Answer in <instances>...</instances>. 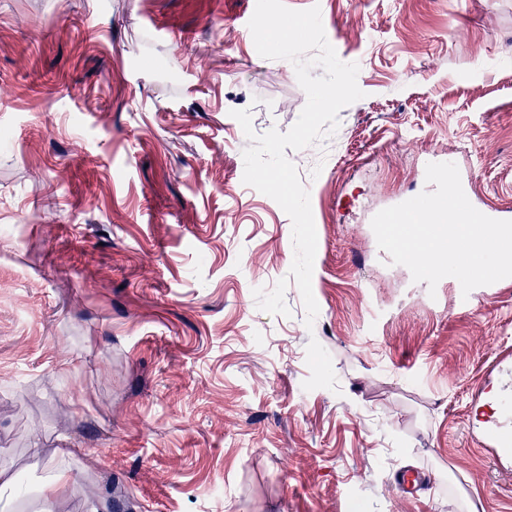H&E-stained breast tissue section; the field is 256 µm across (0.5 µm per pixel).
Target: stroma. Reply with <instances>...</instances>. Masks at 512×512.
Segmentation results:
<instances>
[{"instance_id":"35a3bbf8","label":"stroma","mask_w":512,"mask_h":512,"mask_svg":"<svg viewBox=\"0 0 512 512\" xmlns=\"http://www.w3.org/2000/svg\"><path fill=\"white\" fill-rule=\"evenodd\" d=\"M319 5L362 99L288 151L317 232L313 326L254 288L292 223L243 182L253 128L306 103L246 33L256 0H0V463L36 512L58 448L65 512H512V462L470 431L473 382L512 346V279L459 306L380 250V210L453 161L512 208V0ZM428 491L405 497L397 471Z\"/></svg>"}]
</instances>
